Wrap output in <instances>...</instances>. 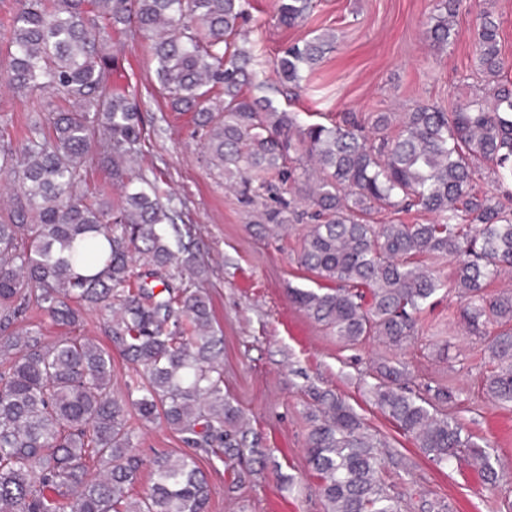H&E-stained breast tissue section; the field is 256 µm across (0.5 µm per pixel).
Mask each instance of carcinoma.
Instances as JSON below:
<instances>
[{
  "mask_svg": "<svg viewBox=\"0 0 512 512\" xmlns=\"http://www.w3.org/2000/svg\"><path fill=\"white\" fill-rule=\"evenodd\" d=\"M0 81L19 97L53 102L23 143L4 139L0 174L12 182L0 213V512H209L200 456L235 459L246 442L242 410L224 395V339L216 335L193 227L179 224L171 197L136 168L140 100L112 87L114 49L134 29L152 40L155 76L175 112H189L208 162L231 187L272 173L260 185L272 204L262 224L311 221L299 264L332 288H290V298L345 345L378 336L399 350L420 315L450 286L466 304L460 319L487 341V398L512 405V291L489 294L512 268V79L500 21L475 17L476 72L488 91L452 111L418 106L403 113L345 116L303 124L268 97H253L254 44L242 31L250 0H18ZM463 0H435L434 47L461 32ZM314 0H277L279 21H305ZM327 32L290 45L276 63L280 84L301 88L335 48ZM121 190L110 201L86 187L91 162ZM492 169L497 192L477 188ZM291 184V198L278 184ZM390 209L434 215L428 223L376 224ZM458 259L448 285L426 261ZM142 261L162 290L133 272ZM106 317L110 346L60 336L50 342L28 321L36 310L71 328L83 307ZM498 326L494 335L487 328ZM142 368L126 394L112 391V351ZM372 387L381 412L438 465L466 453L492 486L491 454L437 406L411 395L405 366L382 363ZM313 421L308 464L329 512H405L380 478V440L331 390H309ZM162 420L190 452L153 457L149 492L134 498L143 459L128 407Z\"/></svg>",
  "mask_w": 512,
  "mask_h": 512,
  "instance_id": "obj_1",
  "label": "carcinoma"
}]
</instances>
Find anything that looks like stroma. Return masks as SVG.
Instances as JSON below:
<instances>
[{
  "mask_svg": "<svg viewBox=\"0 0 512 512\" xmlns=\"http://www.w3.org/2000/svg\"><path fill=\"white\" fill-rule=\"evenodd\" d=\"M486 6L503 19V52L512 62V0H467L457 18L462 36L444 52L433 49L427 34L433 0H317L308 22L294 27L278 23L275 0H253L246 28L267 84L249 93L268 96L311 123L327 124L345 112L397 116L418 105L451 110L484 86L472 76L471 25L474 12ZM326 30L336 31L338 43L306 74V90L295 97L279 92L275 58L310 32ZM124 43L112 61V81L140 99L143 172L157 179L183 222L196 228L207 266L201 286L224 336V392L243 409L254 445L235 460H200L211 489L210 512H328L305 451L311 428L306 391L312 386L342 396L380 439L382 479L404 498L407 512H427L433 502L450 505L452 512H512V406L492 404L482 394V344L459 319L463 299L452 291L438 294L415 338L400 350L375 336L347 347L327 334L288 296L290 288L321 285L297 262L306 224L275 233L256 223L260 203L225 184L207 164L190 114L168 106L148 38L128 36ZM396 359L408 366L414 393L431 386L456 394L454 414L489 449L497 486L480 480L467 455L437 466L381 413L370 389L378 364ZM130 424L142 457L184 453L179 434L164 423L134 416Z\"/></svg>",
  "mask_w": 512,
  "mask_h": 512,
  "instance_id": "1",
  "label": "stroma"
}]
</instances>
